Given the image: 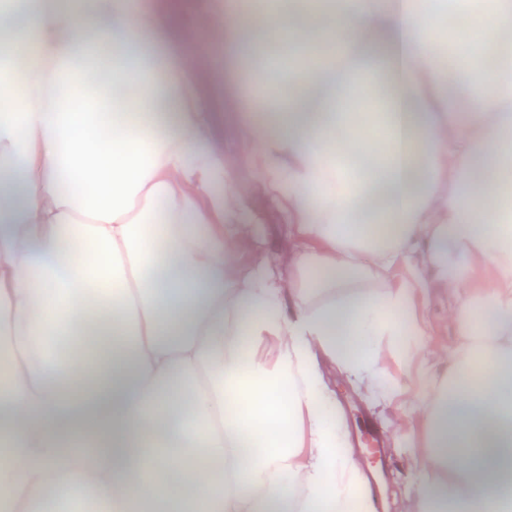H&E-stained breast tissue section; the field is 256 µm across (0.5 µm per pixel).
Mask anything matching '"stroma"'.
Listing matches in <instances>:
<instances>
[{
	"label": "stroma",
	"mask_w": 512,
	"mask_h": 512,
	"mask_svg": "<svg viewBox=\"0 0 512 512\" xmlns=\"http://www.w3.org/2000/svg\"><path fill=\"white\" fill-rule=\"evenodd\" d=\"M224 66L233 92L224 98V110L215 118L214 129L224 144V176L234 180L244 204V221L254 225L256 244L253 252L238 262L240 278H247L260 262L276 265L281 244L289 226L273 193L263 191L240 175L242 119L234 94L251 91L247 60L226 51ZM448 297L441 292L419 294L414 311L418 325L428 334L431 351L406 359L392 351L385 359L383 388L366 392L356 372L333 364L319 356L318 364L329 387L330 398L338 413L359 466L361 491L374 503L375 512H401V502L412 495L418 481V464L412 448L426 436L424 423L427 397L425 388L435 385L444 369L437 365L433 348L456 345L459 338L448 318ZM409 425L398 427L401 417Z\"/></svg>",
	"instance_id": "obj_1"
}]
</instances>
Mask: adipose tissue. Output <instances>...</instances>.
<instances>
[{
    "mask_svg": "<svg viewBox=\"0 0 512 512\" xmlns=\"http://www.w3.org/2000/svg\"><path fill=\"white\" fill-rule=\"evenodd\" d=\"M458 2L330 0L306 29L259 5L191 30L170 0H0V512H370L317 355L381 389L384 343L427 349L403 316L433 288L460 341L402 510L512 512V0H470L480 37L452 43ZM254 25L307 61L263 65L269 121L243 128L244 173L294 235L283 273L241 281L224 62L195 46L253 59Z\"/></svg>",
    "mask_w": 512,
    "mask_h": 512,
    "instance_id": "obj_1",
    "label": "adipose tissue"
}]
</instances>
